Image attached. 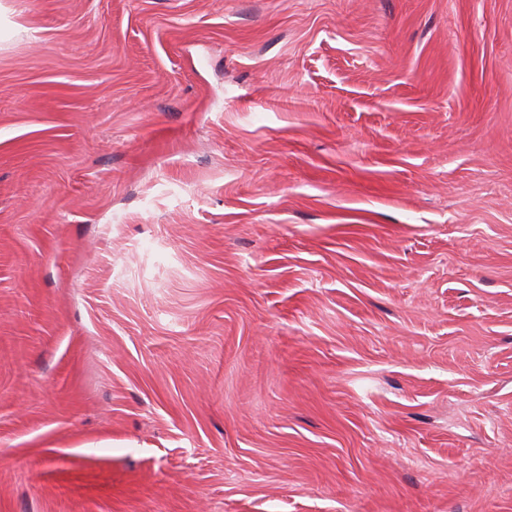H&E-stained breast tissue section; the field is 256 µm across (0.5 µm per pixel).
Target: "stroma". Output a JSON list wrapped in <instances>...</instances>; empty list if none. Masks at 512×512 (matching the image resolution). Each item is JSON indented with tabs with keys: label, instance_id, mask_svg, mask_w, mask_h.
<instances>
[{
	"label": "stroma",
	"instance_id": "obj_1",
	"mask_svg": "<svg viewBox=\"0 0 512 512\" xmlns=\"http://www.w3.org/2000/svg\"><path fill=\"white\" fill-rule=\"evenodd\" d=\"M0 512H512V0H0Z\"/></svg>",
	"mask_w": 512,
	"mask_h": 512
}]
</instances>
